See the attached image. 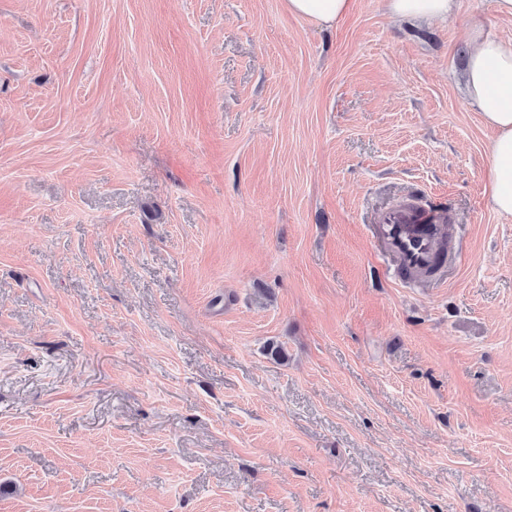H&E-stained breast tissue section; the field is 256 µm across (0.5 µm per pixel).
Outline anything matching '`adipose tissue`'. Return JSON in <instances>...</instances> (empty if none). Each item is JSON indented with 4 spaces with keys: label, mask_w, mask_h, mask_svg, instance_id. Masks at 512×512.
Segmentation results:
<instances>
[{
    "label": "adipose tissue",
    "mask_w": 512,
    "mask_h": 512,
    "mask_svg": "<svg viewBox=\"0 0 512 512\" xmlns=\"http://www.w3.org/2000/svg\"><path fill=\"white\" fill-rule=\"evenodd\" d=\"M455 0H386L397 19L442 21ZM294 15L321 26L332 25L351 7V0H286ZM474 44L465 60L466 95L483 122L495 132L489 145L486 193L490 207L512 215V41L493 35L483 19L469 22Z\"/></svg>",
    "instance_id": "obj_1"
}]
</instances>
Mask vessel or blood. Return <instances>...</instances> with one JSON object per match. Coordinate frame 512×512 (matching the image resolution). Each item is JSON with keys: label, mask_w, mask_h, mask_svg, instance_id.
<instances>
[{"label": "vessel or blood", "mask_w": 512, "mask_h": 512, "mask_svg": "<svg viewBox=\"0 0 512 512\" xmlns=\"http://www.w3.org/2000/svg\"><path fill=\"white\" fill-rule=\"evenodd\" d=\"M452 229L447 211L427 209L413 200L388 210L375 225L374 236L383 246L390 274L420 283L440 273Z\"/></svg>", "instance_id": "1"}]
</instances>
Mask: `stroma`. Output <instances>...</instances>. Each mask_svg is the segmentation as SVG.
<instances>
[{
	"mask_svg": "<svg viewBox=\"0 0 512 512\" xmlns=\"http://www.w3.org/2000/svg\"><path fill=\"white\" fill-rule=\"evenodd\" d=\"M475 15L512 39L495 0H0V512H512ZM410 195L462 252L417 287L371 233ZM352 0H286L288 11L321 26H331L344 16ZM388 13L396 19L443 21L452 13L455 0H385Z\"/></svg>",
	"mask_w": 512,
	"mask_h": 512,
	"instance_id": "35a3bbf8",
	"label": "stroma"
}]
</instances>
